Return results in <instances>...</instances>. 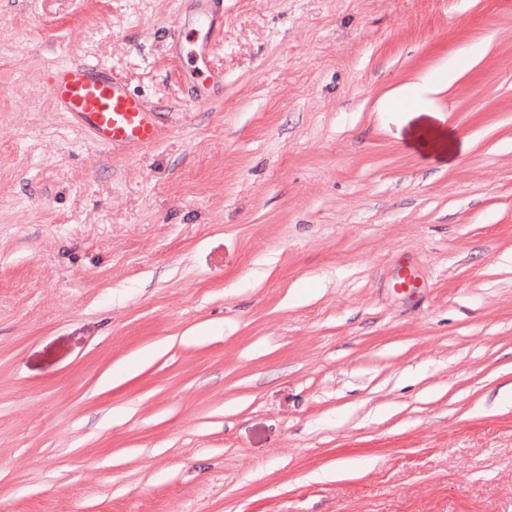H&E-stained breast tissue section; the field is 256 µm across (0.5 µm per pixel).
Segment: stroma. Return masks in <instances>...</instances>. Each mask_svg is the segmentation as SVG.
Segmentation results:
<instances>
[{
	"label": "stroma",
	"mask_w": 512,
	"mask_h": 512,
	"mask_svg": "<svg viewBox=\"0 0 512 512\" xmlns=\"http://www.w3.org/2000/svg\"><path fill=\"white\" fill-rule=\"evenodd\" d=\"M197 3L0 0V512H512V0ZM192 47L187 51L188 60L192 63L194 71L200 78L195 94L196 101H206L208 98V85L212 82L224 80L220 72H216L210 65L209 43L192 41ZM44 81L61 112L101 145L145 147L161 137L156 112L128 88L123 77L99 63L58 64L46 70Z\"/></svg>",
	"instance_id": "obj_1"
}]
</instances>
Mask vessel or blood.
<instances>
[{
  "mask_svg": "<svg viewBox=\"0 0 512 512\" xmlns=\"http://www.w3.org/2000/svg\"><path fill=\"white\" fill-rule=\"evenodd\" d=\"M187 56L200 79L195 98L207 100L209 84L221 81L223 75L210 65L208 43L193 44ZM44 81L58 108L101 145L145 147L161 137L156 113L129 89L123 77L101 64H59L46 70Z\"/></svg>",
  "mask_w": 512,
  "mask_h": 512,
  "instance_id": "1",
  "label": "vessel or blood"
}]
</instances>
